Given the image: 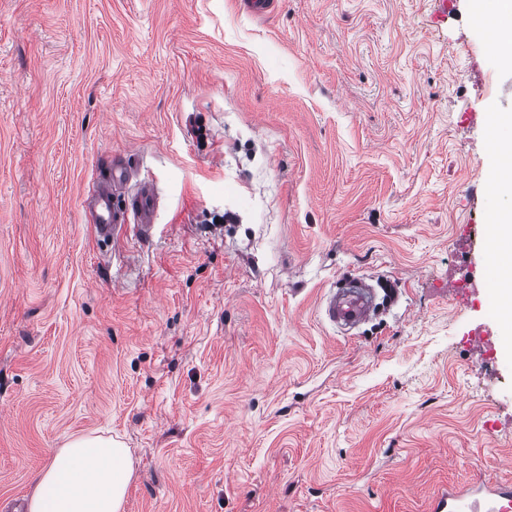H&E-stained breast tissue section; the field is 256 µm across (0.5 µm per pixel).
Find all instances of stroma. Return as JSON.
Here are the masks:
<instances>
[{
  "label": "stroma",
  "mask_w": 512,
  "mask_h": 512,
  "mask_svg": "<svg viewBox=\"0 0 512 512\" xmlns=\"http://www.w3.org/2000/svg\"><path fill=\"white\" fill-rule=\"evenodd\" d=\"M471 0H0V508L59 448H130L124 512H429L512 482V319L487 322L491 115ZM134 153L151 236L83 199ZM391 290L351 332L325 294Z\"/></svg>",
  "instance_id": "1"
}]
</instances>
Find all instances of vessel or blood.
Listing matches in <instances>:
<instances>
[{
	"mask_svg": "<svg viewBox=\"0 0 512 512\" xmlns=\"http://www.w3.org/2000/svg\"><path fill=\"white\" fill-rule=\"evenodd\" d=\"M130 165L104 167L92 190V229L102 242L115 243L128 232L149 236L155 223L159 196L146 181L129 187ZM501 273L492 257H485L480 288L485 297L489 318L501 315L499 288ZM370 300L358 287L333 294L327 300V317L344 326L364 321ZM431 512H512V484L472 482L434 494Z\"/></svg>",
	"mask_w": 512,
	"mask_h": 512,
	"instance_id": "1",
	"label": "vessel or blood"
}]
</instances>
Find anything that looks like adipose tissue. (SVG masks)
<instances>
[{"label": "adipose tissue", "mask_w": 512, "mask_h": 512, "mask_svg": "<svg viewBox=\"0 0 512 512\" xmlns=\"http://www.w3.org/2000/svg\"><path fill=\"white\" fill-rule=\"evenodd\" d=\"M493 51L512 42V0H473ZM134 475L130 449L113 437H80L59 449L39 475L31 512H122Z\"/></svg>", "instance_id": "1"}]
</instances>
